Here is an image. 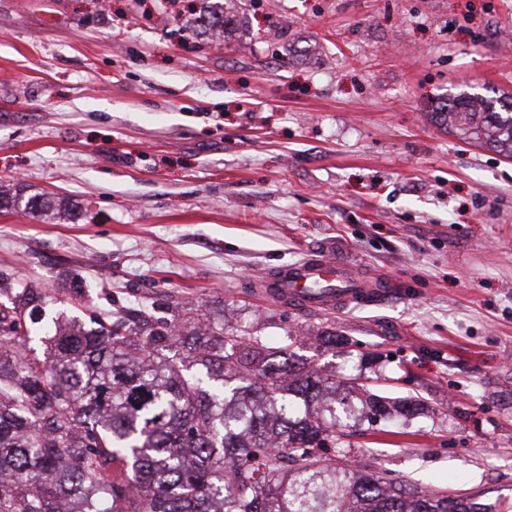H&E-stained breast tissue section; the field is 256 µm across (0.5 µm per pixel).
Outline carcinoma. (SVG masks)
<instances>
[{
  "label": "carcinoma",
  "instance_id": "cac0c4a2",
  "mask_svg": "<svg viewBox=\"0 0 512 512\" xmlns=\"http://www.w3.org/2000/svg\"><path fill=\"white\" fill-rule=\"evenodd\" d=\"M434 118L512 159L511 94L449 97ZM22 200L69 215L0 189L1 209ZM71 293L0 270V512H481L472 495L348 464L354 428L407 421L418 403L294 362L291 336L272 348L178 303L168 318L97 307L86 324L67 315Z\"/></svg>",
  "mask_w": 512,
  "mask_h": 512
}]
</instances>
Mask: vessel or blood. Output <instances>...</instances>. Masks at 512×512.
Listing matches in <instances>:
<instances>
[{
    "label": "vessel or blood",
    "instance_id": "obj_1",
    "mask_svg": "<svg viewBox=\"0 0 512 512\" xmlns=\"http://www.w3.org/2000/svg\"><path fill=\"white\" fill-rule=\"evenodd\" d=\"M267 285L273 294L304 310H332L349 303L378 300L391 288L387 281L370 282L345 264L320 253L310 254L283 270L269 279Z\"/></svg>",
    "mask_w": 512,
    "mask_h": 512
}]
</instances>
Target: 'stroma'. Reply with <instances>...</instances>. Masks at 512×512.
Returning a JSON list of instances; mask_svg holds the SVG:
<instances>
[{"label":"stroma","mask_w":512,"mask_h":512,"mask_svg":"<svg viewBox=\"0 0 512 512\" xmlns=\"http://www.w3.org/2000/svg\"><path fill=\"white\" fill-rule=\"evenodd\" d=\"M0 0V269L81 316L175 302L424 404L356 468L512 512V160L431 116L512 92V0ZM323 249L390 297L299 311L259 284ZM350 344L328 350L321 336ZM295 343H288V336ZM25 208L33 214L42 215V213L51 211L55 218H64L69 215V208L67 205L57 204L54 200L45 198L40 195H35L27 199Z\"/></svg>","instance_id":"obj_1"}]
</instances>
